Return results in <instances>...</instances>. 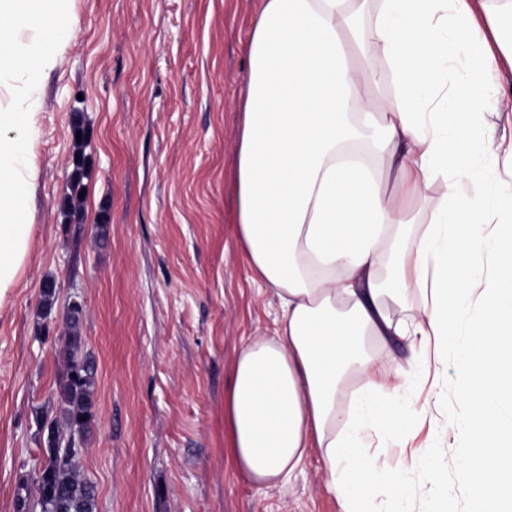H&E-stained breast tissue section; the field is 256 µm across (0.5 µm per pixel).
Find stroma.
<instances>
[{"instance_id":"stroma-1","label":"stroma","mask_w":512,"mask_h":512,"mask_svg":"<svg viewBox=\"0 0 512 512\" xmlns=\"http://www.w3.org/2000/svg\"><path fill=\"white\" fill-rule=\"evenodd\" d=\"M258 0H71L54 66L32 94L38 113L27 261L0 295V512L41 460L37 420L54 412L65 340L40 315L83 306L82 347L96 364V418L81 463L97 512H342L303 471L265 487L233 465L224 389L251 336L273 333L277 296L257 291L231 224L233 149ZM462 336L433 366L415 336L376 345L399 404L428 405L411 437L373 439L397 467L411 512H477L449 477L435 497L429 452L462 463L468 413L458 389ZM440 397L429 400L430 387Z\"/></svg>"}]
</instances>
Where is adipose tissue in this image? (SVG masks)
Returning <instances> with one entry per match:
<instances>
[{"label":"adipose tissue","instance_id":"obj_1","mask_svg":"<svg viewBox=\"0 0 512 512\" xmlns=\"http://www.w3.org/2000/svg\"><path fill=\"white\" fill-rule=\"evenodd\" d=\"M69 0H0V71L35 85L56 57L44 20ZM259 0L246 41L248 87L234 154L235 235L258 288L279 299L273 335L239 350L224 395L234 466L253 483L289 479L311 448L343 512H365L361 471L393 497L396 470L364 455L414 412L381 398L370 347L465 331L459 397L470 414L456 476L479 512H512V198L497 196L471 144L487 104L512 112L492 80L512 65V0ZM487 22L492 41L478 37ZM467 84H449L458 52ZM37 114L0 111V295L29 254ZM439 189L434 207L424 200ZM501 228L481 312L467 315L469 267ZM416 306H408L410 297ZM406 317H399V310ZM361 387L340 397L350 376Z\"/></svg>","mask_w":512,"mask_h":512}]
</instances>
